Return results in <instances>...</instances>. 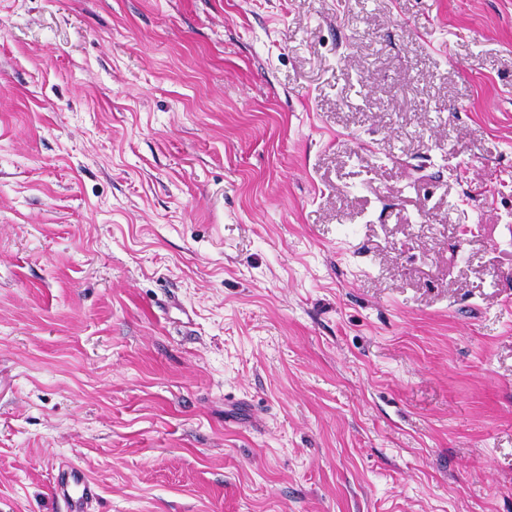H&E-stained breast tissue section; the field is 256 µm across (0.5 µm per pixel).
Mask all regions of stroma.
Wrapping results in <instances>:
<instances>
[{
    "mask_svg": "<svg viewBox=\"0 0 512 512\" xmlns=\"http://www.w3.org/2000/svg\"><path fill=\"white\" fill-rule=\"evenodd\" d=\"M508 211L512 0H0V512H512ZM52 489L64 502L66 512H94L93 505L100 499L98 484L73 461L60 465Z\"/></svg>",
    "mask_w": 512,
    "mask_h": 512,
    "instance_id": "1",
    "label": "stroma"
}]
</instances>
